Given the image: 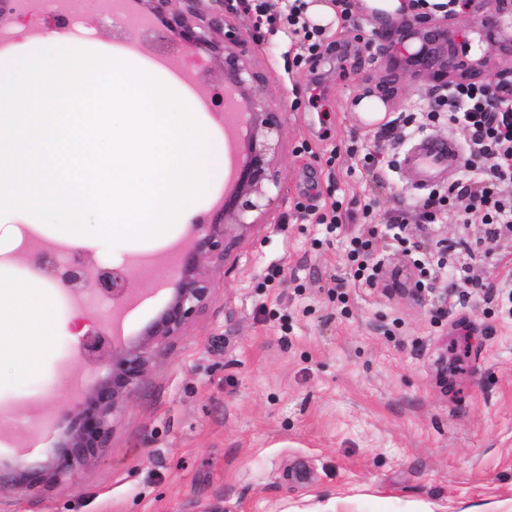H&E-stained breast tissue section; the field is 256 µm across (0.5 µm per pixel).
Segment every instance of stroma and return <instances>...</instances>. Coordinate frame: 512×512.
Wrapping results in <instances>:
<instances>
[{"instance_id":"obj_1","label":"stroma","mask_w":512,"mask_h":512,"mask_svg":"<svg viewBox=\"0 0 512 512\" xmlns=\"http://www.w3.org/2000/svg\"><path fill=\"white\" fill-rule=\"evenodd\" d=\"M236 9L242 48L283 114L279 208L209 264L211 303L156 350L98 461L63 484L0 492V512H512V292L501 286L512 230L492 238L459 222L476 177L460 164L440 182L460 192L436 223L411 220L399 240L385 229L430 192L402 167L405 153L427 136L465 151L467 133L423 117L432 83L390 70L363 0L348 22L332 10L320 58L300 64L298 42L255 28L245 0ZM167 53L197 91L221 93L204 51L173 34ZM386 76L398 88L393 137L349 105ZM370 151L390 162L383 180L367 174ZM336 201L354 228L376 231L374 287L348 285L346 239L318 222ZM87 254L131 267L122 329L136 336L169 299L174 252L116 242ZM419 265L421 297L393 290L394 272ZM57 314L52 358L26 385L0 382V466L47 461L57 405L75 380L108 373L82 357L73 324L108 327L111 303L89 291L58 301Z\"/></svg>"}]
</instances>
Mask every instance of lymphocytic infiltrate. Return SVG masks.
Returning <instances> with one entry per match:
<instances>
[{
	"mask_svg": "<svg viewBox=\"0 0 512 512\" xmlns=\"http://www.w3.org/2000/svg\"><path fill=\"white\" fill-rule=\"evenodd\" d=\"M426 112L428 118L447 117L468 132L471 150L464 165L483 172L468 192L463 223L511 224L512 198L503 197L501 188L512 185V100L496 102L490 82L457 83L435 96Z\"/></svg>",
	"mask_w": 512,
	"mask_h": 512,
	"instance_id": "1",
	"label": "lymphocytic infiltrate"
}]
</instances>
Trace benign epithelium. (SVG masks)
<instances>
[{
    "label": "benign epithelium",
    "mask_w": 512,
    "mask_h": 512,
    "mask_svg": "<svg viewBox=\"0 0 512 512\" xmlns=\"http://www.w3.org/2000/svg\"><path fill=\"white\" fill-rule=\"evenodd\" d=\"M231 0H142L145 13L162 18L167 30L177 33L185 49H206L218 66L224 86L232 89L249 125L243 142V161L237 167L235 187L209 220L185 241L181 262L170 282V299L165 308L139 336L116 340L110 330H89L82 348L88 358L107 360L108 375L93 383L82 397L59 404L57 425L61 438L50 458L38 467L21 460L0 469V486L37 487L62 482L78 468L93 464L109 447L114 418L125 406L138 384L147 375L153 351L179 336L206 309L213 297V283L207 262L224 258L226 246L245 236L258 219L271 212L278 202L273 188L278 186V160L283 141V120L267 97L264 79L254 71L241 49L243 31L224 18ZM485 13L488 26L512 9V0H470ZM380 34L382 51L394 48L397 65L405 62L418 68L438 84L492 81L497 101L512 99V63L500 65L491 52L470 55L467 45L456 42L448 29H423L420 21L406 14L395 21L384 20ZM397 89L383 79L351 100L356 107L369 96L388 107L394 105ZM72 261L59 268L46 250L32 259V269L53 281L68 298H77L92 286L102 298L127 301L132 295L131 273L126 268L100 267L90 270L82 260L83 250L70 249Z\"/></svg>",
    "instance_id": "benign-epithelium-1"
}]
</instances>
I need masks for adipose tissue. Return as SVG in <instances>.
Listing matches in <instances>:
<instances>
[{
  "mask_svg": "<svg viewBox=\"0 0 512 512\" xmlns=\"http://www.w3.org/2000/svg\"><path fill=\"white\" fill-rule=\"evenodd\" d=\"M0 228L69 247L167 245L224 179V135L192 86L136 43L56 30L0 51ZM0 250V368L24 382L50 356L56 288L8 278Z\"/></svg>",
  "mask_w": 512,
  "mask_h": 512,
  "instance_id": "adipose-tissue-1",
  "label": "adipose tissue"
}]
</instances>
